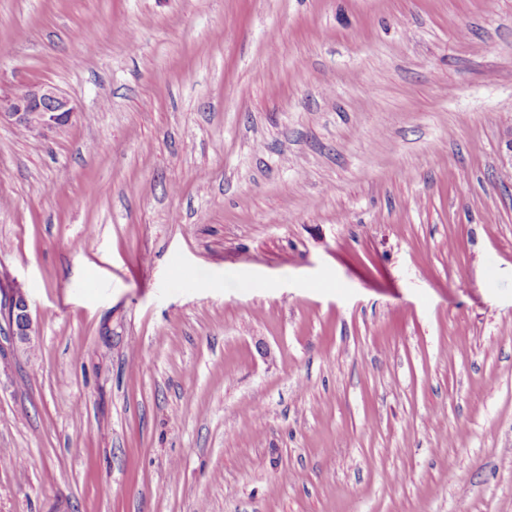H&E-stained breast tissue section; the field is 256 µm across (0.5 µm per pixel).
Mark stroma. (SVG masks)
Instances as JSON below:
<instances>
[{
	"mask_svg": "<svg viewBox=\"0 0 512 512\" xmlns=\"http://www.w3.org/2000/svg\"><path fill=\"white\" fill-rule=\"evenodd\" d=\"M36 82L0 512H512V0H0ZM73 112L71 101L50 83H34L20 93L0 92V121L37 137H49L71 120ZM7 320L13 334L26 339L31 329V316L27 300L23 296L15 295L9 300Z\"/></svg>",
	"mask_w": 512,
	"mask_h": 512,
	"instance_id": "obj_1",
	"label": "stroma"
}]
</instances>
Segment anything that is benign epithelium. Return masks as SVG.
<instances>
[{"mask_svg": "<svg viewBox=\"0 0 512 512\" xmlns=\"http://www.w3.org/2000/svg\"><path fill=\"white\" fill-rule=\"evenodd\" d=\"M73 112L71 101L50 83H34L20 93L0 92V121L20 126L37 137H49L71 120ZM7 320L14 335L22 339L28 336L31 316L23 296L9 300Z\"/></svg>", "mask_w": 512, "mask_h": 512, "instance_id": "obj_1", "label": "benign epithelium"}]
</instances>
